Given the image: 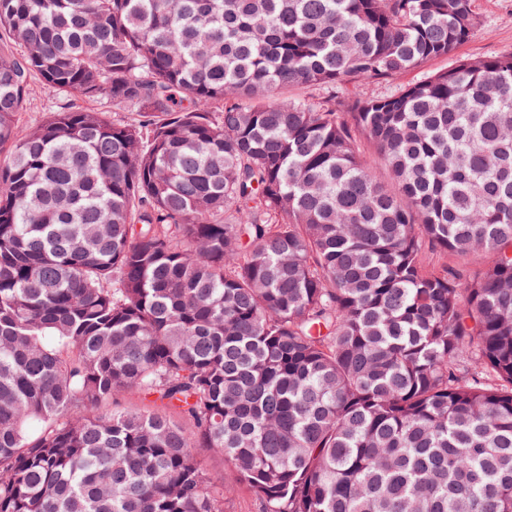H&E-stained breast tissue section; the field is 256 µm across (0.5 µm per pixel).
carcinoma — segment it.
<instances>
[{
	"instance_id": "1",
	"label": "carcinoma",
	"mask_w": 512,
	"mask_h": 512,
	"mask_svg": "<svg viewBox=\"0 0 512 512\" xmlns=\"http://www.w3.org/2000/svg\"><path fill=\"white\" fill-rule=\"evenodd\" d=\"M476 26L471 0H0V512H224L241 484L512 512V53L286 94ZM36 80L130 117L22 130ZM122 391L145 407L102 411ZM200 459L205 471L215 485H221L224 482L225 475L229 474V467L224 463L220 455L214 454L208 450L199 451Z\"/></svg>"
}]
</instances>
